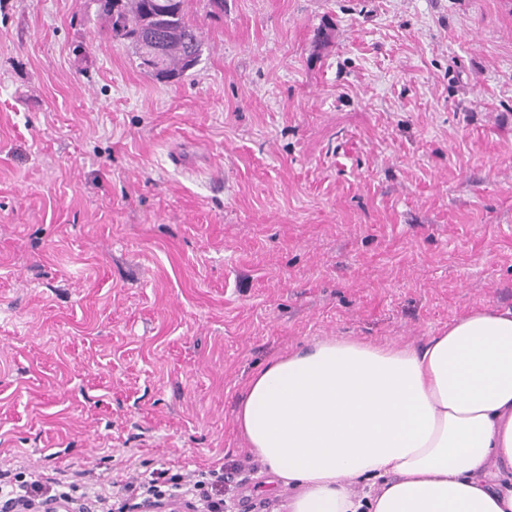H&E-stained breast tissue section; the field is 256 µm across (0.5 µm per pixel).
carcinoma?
I'll use <instances>...</instances> for the list:
<instances>
[{
  "label": "carcinoma",
  "mask_w": 512,
  "mask_h": 512,
  "mask_svg": "<svg viewBox=\"0 0 512 512\" xmlns=\"http://www.w3.org/2000/svg\"><path fill=\"white\" fill-rule=\"evenodd\" d=\"M186 0H106L97 12L112 36L140 50L141 65L163 81L181 78L201 53L199 29L186 19Z\"/></svg>",
  "instance_id": "cac0c4a2"
}]
</instances>
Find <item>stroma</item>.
Masks as SVG:
<instances>
[{"instance_id":"stroma-1","label":"stroma","mask_w":512,"mask_h":512,"mask_svg":"<svg viewBox=\"0 0 512 512\" xmlns=\"http://www.w3.org/2000/svg\"><path fill=\"white\" fill-rule=\"evenodd\" d=\"M152 78L86 0H0V467L224 468L260 367L512 308V0H188Z\"/></svg>"}]
</instances>
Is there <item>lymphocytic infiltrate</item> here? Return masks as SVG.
I'll use <instances>...</instances> for the list:
<instances>
[{"label": "lymphocytic infiltrate", "mask_w": 512, "mask_h": 512, "mask_svg": "<svg viewBox=\"0 0 512 512\" xmlns=\"http://www.w3.org/2000/svg\"><path fill=\"white\" fill-rule=\"evenodd\" d=\"M183 503L190 512H224V470L179 473L152 469L131 481L110 484L62 480L28 467L0 469V512H39L57 503L67 512H134L137 504Z\"/></svg>", "instance_id": "obj_1"}]
</instances>
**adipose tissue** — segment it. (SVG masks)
I'll list each match as a JSON object with an SVG mask.
<instances>
[{
    "instance_id": "obj_1",
    "label": "adipose tissue",
    "mask_w": 512,
    "mask_h": 512,
    "mask_svg": "<svg viewBox=\"0 0 512 512\" xmlns=\"http://www.w3.org/2000/svg\"><path fill=\"white\" fill-rule=\"evenodd\" d=\"M236 424L284 512H512V308L315 340L251 376Z\"/></svg>"
}]
</instances>
